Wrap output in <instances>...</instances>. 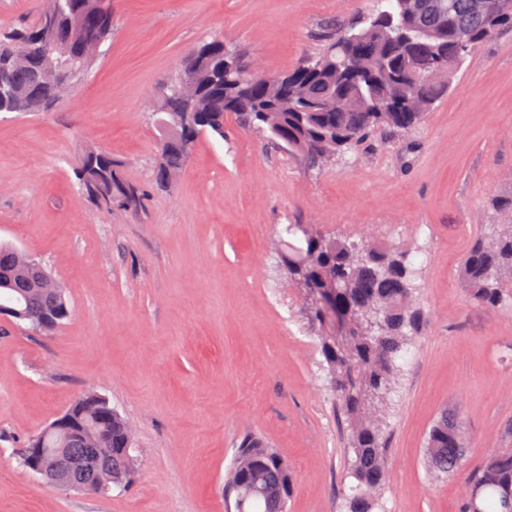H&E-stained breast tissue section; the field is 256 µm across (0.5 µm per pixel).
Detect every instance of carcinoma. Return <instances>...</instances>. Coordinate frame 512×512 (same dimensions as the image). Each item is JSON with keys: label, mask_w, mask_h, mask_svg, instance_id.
Returning a JSON list of instances; mask_svg holds the SVG:
<instances>
[{"label": "carcinoma", "mask_w": 512, "mask_h": 512, "mask_svg": "<svg viewBox=\"0 0 512 512\" xmlns=\"http://www.w3.org/2000/svg\"><path fill=\"white\" fill-rule=\"evenodd\" d=\"M474 0H376L358 21L322 35L321 48L273 80L247 74L244 54L214 38L190 47L155 112L160 128L155 178L168 184L184 167L190 146L208 133L224 137V114L245 131L262 134L314 166L355 153L375 132L392 139L421 125L447 93L467 58L500 31L506 14L475 11ZM112 0H43L36 12L0 30V112H54L69 101L44 58L83 69L95 58L90 41L112 37ZM82 193L107 210L136 211L143 189L125 179L112 155L88 149L75 171ZM301 245L277 254L288 281L303 280L312 293L303 313L318 332L323 370L349 437L348 467L357 481L346 512L381 508L389 419L403 372V353L414 343L421 312L420 272L410 252L322 233L291 224ZM15 247L0 243V305L33 315L68 306L60 296L30 288L14 268ZM470 300L492 308L512 305V224H483L461 259ZM78 426L112 440L107 453L75 435L60 448L47 438L52 462L79 463L73 481H104L124 469L130 427L118 413L98 418L82 409ZM457 455L448 462L451 450ZM427 460L438 477L460 476L470 487L467 512H512V452L502 450L467 469L458 423L440 416L427 439ZM235 512H287L293 492L288 463L260 437L243 436L226 478Z\"/></svg>", "instance_id": "carcinoma-1"}]
</instances>
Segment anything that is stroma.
<instances>
[{"label":"stroma","mask_w":512,"mask_h":512,"mask_svg":"<svg viewBox=\"0 0 512 512\" xmlns=\"http://www.w3.org/2000/svg\"><path fill=\"white\" fill-rule=\"evenodd\" d=\"M373 0H114L107 53L66 107L0 113V243L31 254L70 316L41 334L0 321V512H226L244 434L293 478L290 512H343L354 484L315 331L275 265L289 224L413 248L424 321L390 419L384 512H462L463 480H431L433 422L459 414L465 463L512 448V308L470 302L460 259L496 198L512 197V30L482 44L424 123L325 168L225 116L169 190L154 186L152 111L191 45L215 37L259 71L317 51L330 18ZM111 153L149 196L95 207L74 175ZM94 393L133 430L128 485L63 491L23 468L27 440Z\"/></svg>","instance_id":"1"}]
</instances>
